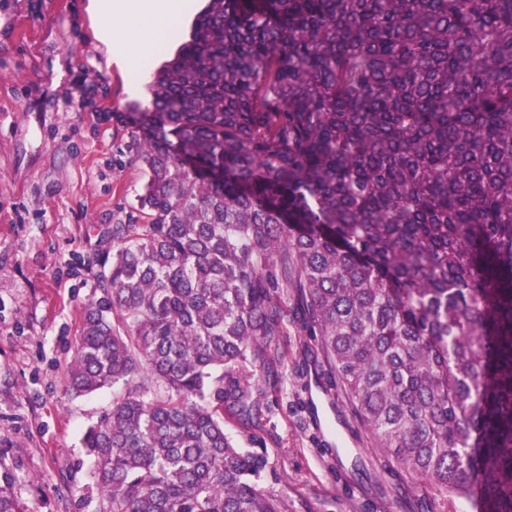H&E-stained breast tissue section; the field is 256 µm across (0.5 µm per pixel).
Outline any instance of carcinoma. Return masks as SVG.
Here are the masks:
<instances>
[{
    "mask_svg": "<svg viewBox=\"0 0 512 512\" xmlns=\"http://www.w3.org/2000/svg\"><path fill=\"white\" fill-rule=\"evenodd\" d=\"M148 93L64 377L120 387L82 437L100 512H288L224 412L290 288L302 387L438 512H512V0H207Z\"/></svg>",
    "mask_w": 512,
    "mask_h": 512,
    "instance_id": "1",
    "label": "carcinoma"
}]
</instances>
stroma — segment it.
I'll return each instance as SVG.
<instances>
[{"instance_id":"obj_1","label":"stroma","mask_w":512,"mask_h":512,"mask_svg":"<svg viewBox=\"0 0 512 512\" xmlns=\"http://www.w3.org/2000/svg\"><path fill=\"white\" fill-rule=\"evenodd\" d=\"M130 81L108 65L88 0H0V485L25 512H99L82 435L112 392L75 397L63 378L81 308L100 295L93 258L143 185L127 161L128 107L148 90ZM287 332L279 385L255 378L262 427L248 438L224 420L241 447L265 448L264 487L287 494L288 512H431L399 494L411 479L373 451L345 399L297 388L308 339L297 321Z\"/></svg>"}]
</instances>
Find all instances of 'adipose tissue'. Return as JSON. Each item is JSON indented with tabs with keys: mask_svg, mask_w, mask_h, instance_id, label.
I'll list each match as a JSON object with an SVG mask.
<instances>
[{
	"mask_svg": "<svg viewBox=\"0 0 512 512\" xmlns=\"http://www.w3.org/2000/svg\"><path fill=\"white\" fill-rule=\"evenodd\" d=\"M194 8L195 0H90L89 10L109 62L141 82L148 77L152 47Z\"/></svg>",
	"mask_w": 512,
	"mask_h": 512,
	"instance_id": "ef3b65f1",
	"label": "adipose tissue"
}]
</instances>
